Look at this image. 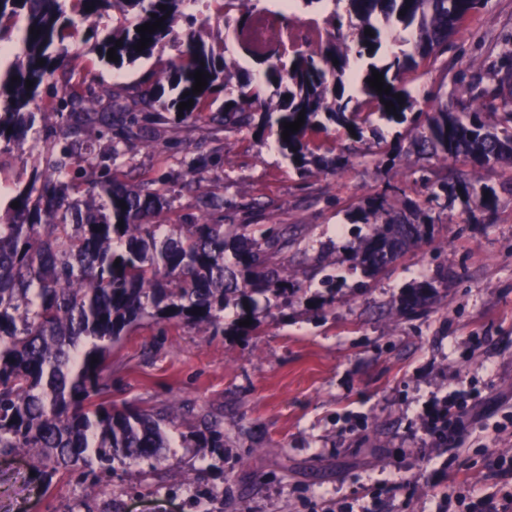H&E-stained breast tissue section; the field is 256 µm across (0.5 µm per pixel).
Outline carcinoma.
I'll list each match as a JSON object with an SVG mask.
<instances>
[{
	"label": "carcinoma",
	"instance_id": "obj_1",
	"mask_svg": "<svg viewBox=\"0 0 512 512\" xmlns=\"http://www.w3.org/2000/svg\"><path fill=\"white\" fill-rule=\"evenodd\" d=\"M237 8L236 26L248 25L261 0H219ZM348 24L337 11L324 17L325 40L310 52L297 49L286 58L254 56L264 66L267 86L281 96L278 104L262 98L259 86L238 85L237 97L212 105L229 89L230 70L224 56H215L199 44L195 15L184 11L187 0H0V43L11 40L6 23L21 16V56L0 72V141L37 136V119L55 131L47 145L45 167L31 182L13 188L8 208L0 216V454L20 448L37 452L44 472L53 475L83 463L80 476L111 472L114 463L149 459L168 447L161 423L164 417L144 409L119 408L109 395L112 347L151 319L205 327L224 335V309L254 303L272 292L283 300L301 290L298 282L281 278L284 249L291 242L288 228L270 226L255 236L249 224H151L148 218L163 205L161 191L112 181L109 172L123 156L125 139L112 140L116 116L125 113L115 100L90 99L85 90L60 81L58 72L68 59L65 41L80 32L94 31L106 11L121 6L125 22L105 34L93 47L107 61L116 48L118 64L133 63L152 54L160 44L182 34L176 60L157 77L168 82L175 97L164 100L146 94V105L156 103L180 120L210 113L226 128L249 126L260 114L257 128L276 137L289 163L303 173L326 169L309 150V136L333 124L346 134L361 137V117L375 113L388 121L403 120L413 109V97L403 72L428 58L448 42L456 29L472 18L484 0H346ZM167 6V10L159 6ZM93 10L86 11V8ZM405 14H400V11ZM391 17L413 30V51L393 56L380 66L373 62L382 46L383 30L377 15ZM167 16L162 28L138 52L137 27ZM40 34H30L31 28ZM371 29L369 36L364 30ZM122 46L115 47V41ZM368 59L361 101L345 94L349 53ZM45 64L39 65L37 61ZM209 75L202 92L192 93L193 74ZM383 75L389 94H378L368 79ZM495 81L488 89L472 85L462 95L478 92L484 104L452 112L437 108L413 113L411 122L425 129L418 144L434 154L462 156L473 166H512V45L486 65ZM18 80H12V77ZM33 81L26 88V81ZM55 86L58 106L40 100V89ZM190 95H184V92ZM400 98H394V95ZM193 106L179 110L181 102ZM396 111L386 110V102ZM304 124L283 140V123ZM107 139V149L95 147L89 133ZM187 185L209 204L211 191L197 167L188 172ZM453 192L465 201L479 200L491 211L496 197L485 194L479 182L456 180ZM126 208H121L120 202ZM427 225L387 216L367 238L355 259L368 273L394 263L420 242ZM120 263H115V260ZM435 288L422 282L400 298L409 313L429 303ZM98 362H92V359ZM209 448L224 447V428L205 424Z\"/></svg>",
	"mask_w": 512,
	"mask_h": 512
}]
</instances>
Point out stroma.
I'll return each mask as SVG.
<instances>
[{"instance_id": "stroma-1", "label": "stroma", "mask_w": 512, "mask_h": 512, "mask_svg": "<svg viewBox=\"0 0 512 512\" xmlns=\"http://www.w3.org/2000/svg\"><path fill=\"white\" fill-rule=\"evenodd\" d=\"M509 39L512 0H485L435 61L406 73L415 109H456L460 84ZM70 53L65 81L120 95L138 118L112 176L159 180L167 202L152 223L287 226L286 275L304 288L284 308L275 298L229 306L220 336L144 321L112 350L111 399L166 416L171 448L87 480L45 477L26 450L0 456V512H446L456 469L488 492L492 461L512 459V438L493 433L512 418V169L420 152L411 121L375 118L358 139L314 136V155L339 165L302 176L256 128L180 123L139 104L176 44L119 67L94 63L87 44ZM43 148L0 143V189L42 169ZM196 157L216 205L184 186ZM453 173L492 189L495 210L430 203ZM375 202L418 215L429 233L370 275L353 256L374 232L364 216ZM328 270L332 292L319 285ZM421 281L433 282V301L399 313L402 293ZM461 378L477 392L461 440L426 434L429 408ZM207 419L222 423L223 450L205 447Z\"/></svg>"}]
</instances>
